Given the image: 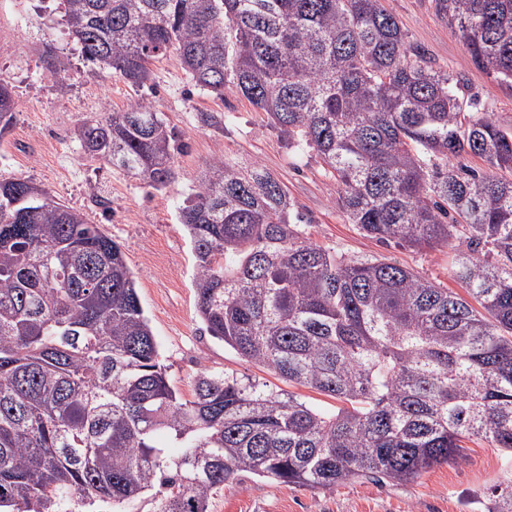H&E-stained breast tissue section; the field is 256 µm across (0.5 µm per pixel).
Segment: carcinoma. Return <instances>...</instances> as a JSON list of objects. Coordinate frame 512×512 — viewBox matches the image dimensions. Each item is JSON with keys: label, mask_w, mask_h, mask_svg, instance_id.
Here are the masks:
<instances>
[{"label": "carcinoma", "mask_w": 512, "mask_h": 512, "mask_svg": "<svg viewBox=\"0 0 512 512\" xmlns=\"http://www.w3.org/2000/svg\"><path fill=\"white\" fill-rule=\"evenodd\" d=\"M475 64L512 82V0H434ZM92 65L143 87L174 52L196 85L234 88L336 180L348 223L415 250L457 242L469 299L378 257L314 244L279 180L219 154L178 208L206 332L334 397V412L201 369L176 390L121 246L24 177L0 180V512H76L155 491L208 512L245 472L331 490L416 482L480 440L512 455V132L463 112L411 57L382 0H62ZM14 100L0 82V135ZM83 155L161 190L186 143L142 98L84 119ZM38 192H32V189ZM484 512H512V469Z\"/></svg>", "instance_id": "1"}]
</instances>
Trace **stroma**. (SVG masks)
<instances>
[{"label":"stroma","instance_id":"35a3bbf8","mask_svg":"<svg viewBox=\"0 0 512 512\" xmlns=\"http://www.w3.org/2000/svg\"><path fill=\"white\" fill-rule=\"evenodd\" d=\"M407 46L459 79L468 116L490 115L512 130V83L487 75L466 42L432 0H384ZM0 79L12 87L15 119L0 137V179L22 176L98 224L121 246L159 345L170 383L188 392L201 367L260 378L269 373L243 361L201 330L194 288L195 258L178 208L207 161L224 154L239 165L260 164L284 185L313 243L346 256L397 261L458 295L452 247L414 251L386 245L347 223L337 188L312 150L289 147L235 90L216 95L193 85L175 54L152 67L149 87L136 88L87 63L67 34L59 0H0ZM145 98L182 132L187 148L175 160L176 181L158 191L111 165L85 159L75 138L84 117L119 112ZM214 115L213 124L200 120ZM465 458L434 466L407 485L351 481L332 491L274 484L242 473L210 500L209 512H479L478 497L507 463L505 453L466 442Z\"/></svg>","mask_w":512,"mask_h":512}]
</instances>
